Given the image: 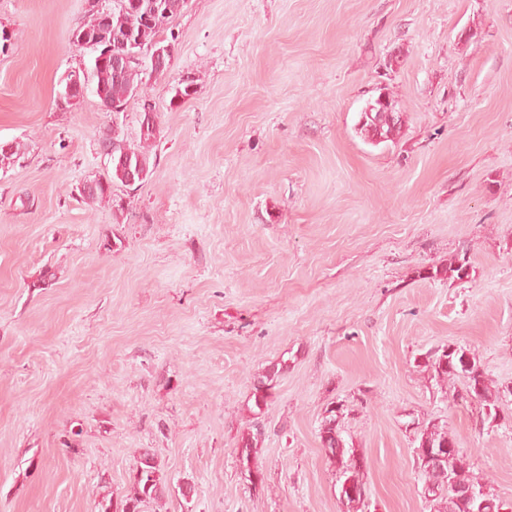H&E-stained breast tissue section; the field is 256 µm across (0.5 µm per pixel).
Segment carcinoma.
<instances>
[{"label": "carcinoma", "mask_w": 512, "mask_h": 512, "mask_svg": "<svg viewBox=\"0 0 512 512\" xmlns=\"http://www.w3.org/2000/svg\"><path fill=\"white\" fill-rule=\"evenodd\" d=\"M83 27L93 33H112V49L122 50L120 38L132 34L140 38L137 50L145 53L154 44H163L157 40L159 31L146 24L143 10L132 4V0H112L110 12H97L88 14V20ZM87 82L93 84L95 95L100 104L108 106H126L134 97L141 100L147 99L146 74L136 68H131L123 78L117 79L112 74L111 66L100 63L97 56H92L89 67L86 68ZM395 119H389L387 113L372 110L360 112L357 123V133L364 141L378 145L394 139L401 129V113H394ZM157 135L148 133L139 136V143L135 146H127L131 151V165H140L141 169L149 170L151 150L155 146ZM103 142L107 145H116V150L108 155L110 172L104 178V186L96 192L82 194L83 199L90 205L103 200H112V186L116 184L126 185L127 165L120 160L122 144L127 142L124 133L115 136H106ZM471 268L469 257L455 256L448 260V264L431 272L433 277H447L461 280L469 276ZM287 367V363L280 361L267 367L261 377L254 384L252 399L254 402L253 420L250 430L241 437L239 444L240 473L250 484L258 486L263 483L261 474L251 475L249 461L254 456L256 448L263 435L262 425L256 416L262 414L263 406L267 405L272 395L274 380L278 374ZM423 368L429 371L431 378L436 383H448L460 380L465 386L466 396L474 398L482 407L486 419H493L498 415L503 405V394L499 388L493 386L487 377L482 365L476 357L462 347H440L430 350L423 359ZM344 408L336 402H331V407L325 410L319 428L321 447L334 448L340 456V465L336 468L339 486V500L344 512H362L365 505L363 498L353 496L348 488L363 489V475L365 465H360L357 460L364 459L354 442L347 441L343 436L340 424ZM414 441L419 448L449 447L448 453L442 462V469H431L426 465H418L423 479V485L437 486L439 492L432 493V498L427 500L430 512H460L455 500L448 495V490L442 488L445 480L456 478L458 480L471 481L476 485L481 481L470 475L466 458L456 448V442L448 429L438 424H429L417 428ZM170 492L167 477L160 468L154 454L145 450L140 453L130 474L129 489L127 494L119 501L102 500L98 503V512H145L146 504L162 501Z\"/></svg>", "instance_id": "cac0c4a2"}]
</instances>
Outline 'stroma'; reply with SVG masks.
Segmentation results:
<instances>
[{"label": "stroma", "instance_id": "obj_1", "mask_svg": "<svg viewBox=\"0 0 512 512\" xmlns=\"http://www.w3.org/2000/svg\"><path fill=\"white\" fill-rule=\"evenodd\" d=\"M86 17L0 0V141L29 146L0 169V512H97L142 448L194 487L159 512H340L318 437L334 401L364 512H430L417 423L512 501V400L490 425L421 365L463 346L512 386V0H187L147 85L151 174L93 205L101 141L136 144L142 106L58 108ZM383 91L403 122L372 146L356 124ZM462 252L468 278H422ZM281 359L258 491L238 441Z\"/></svg>", "mask_w": 512, "mask_h": 512}]
</instances>
